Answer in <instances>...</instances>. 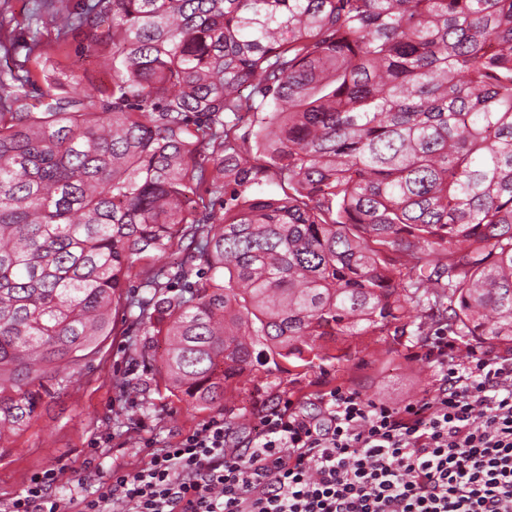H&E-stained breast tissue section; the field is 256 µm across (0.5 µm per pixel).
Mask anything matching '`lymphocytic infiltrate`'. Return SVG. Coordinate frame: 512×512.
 Here are the masks:
<instances>
[{
  "instance_id": "obj_1",
  "label": "lymphocytic infiltrate",
  "mask_w": 512,
  "mask_h": 512,
  "mask_svg": "<svg viewBox=\"0 0 512 512\" xmlns=\"http://www.w3.org/2000/svg\"><path fill=\"white\" fill-rule=\"evenodd\" d=\"M439 383L404 407L356 390L323 394V416L266 406L247 446L220 418L137 470L113 471L68 508L48 469L0 512H512V359L426 337Z\"/></svg>"
}]
</instances>
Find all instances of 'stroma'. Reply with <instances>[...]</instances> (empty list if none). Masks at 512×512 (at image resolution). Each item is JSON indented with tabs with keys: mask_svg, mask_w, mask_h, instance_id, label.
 <instances>
[{
	"mask_svg": "<svg viewBox=\"0 0 512 512\" xmlns=\"http://www.w3.org/2000/svg\"><path fill=\"white\" fill-rule=\"evenodd\" d=\"M37 0H0V40H16L17 52L0 49V72L26 65L37 95L51 70L73 73L86 84L108 82L102 55L87 50L80 32L60 35L51 24L35 22ZM35 42L34 60L24 45ZM115 334L100 346L92 367H75L68 388L46 400L36 417L6 441L0 455V502L23 493L31 478L58 470L57 498L90 499L99 481L114 469L132 471L160 448L175 446L211 418L223 419L233 440L254 433L257 417L267 404L291 400L302 413L315 416L330 389L360 391L365 398L394 407L434 388L440 366L425 356L419 336H367L358 353L342 363L285 376L281 386L268 388L264 372L254 381H240L220 406L206 411L189 407L165 389L159 374L143 367L139 352L147 342L137 328L117 316Z\"/></svg>",
	"mask_w": 512,
	"mask_h": 512,
	"instance_id": "obj_1",
	"label": "stroma"
}]
</instances>
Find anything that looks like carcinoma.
<instances>
[{"label": "carcinoma", "mask_w": 512, "mask_h": 512, "mask_svg": "<svg viewBox=\"0 0 512 512\" xmlns=\"http://www.w3.org/2000/svg\"><path fill=\"white\" fill-rule=\"evenodd\" d=\"M39 2L111 69L0 74V440L120 309L199 410L409 327L512 353V0Z\"/></svg>", "instance_id": "1"}]
</instances>
